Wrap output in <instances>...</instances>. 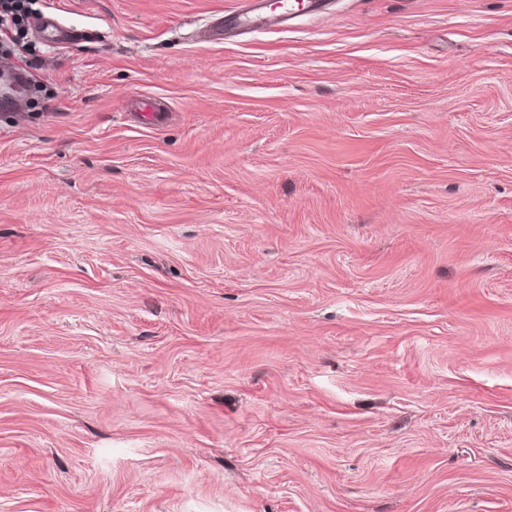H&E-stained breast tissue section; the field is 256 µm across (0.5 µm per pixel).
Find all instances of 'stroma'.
I'll list each match as a JSON object with an SVG mask.
<instances>
[{
	"mask_svg": "<svg viewBox=\"0 0 512 512\" xmlns=\"http://www.w3.org/2000/svg\"><path fill=\"white\" fill-rule=\"evenodd\" d=\"M237 2L0 37V512H512V0ZM326 3L323 0H293L280 11H268L263 0H244L239 12H231L218 19L208 29L201 32L204 39L214 41L224 39L229 32L262 29L266 32L285 30L291 21L300 16L320 13ZM40 36L50 47L66 42L69 38L92 39V31H68L58 21L53 13L43 15L40 22Z\"/></svg>",
	"mask_w": 512,
	"mask_h": 512,
	"instance_id": "obj_1",
	"label": "stroma"
}]
</instances>
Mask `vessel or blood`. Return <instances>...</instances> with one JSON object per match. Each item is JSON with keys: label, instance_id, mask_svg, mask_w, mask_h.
I'll list each match as a JSON object with an SVG mask.
<instances>
[{"label": "vessel or blood", "instance_id": "obj_1", "mask_svg": "<svg viewBox=\"0 0 512 512\" xmlns=\"http://www.w3.org/2000/svg\"><path fill=\"white\" fill-rule=\"evenodd\" d=\"M325 7L323 0H290L279 12L267 10L263 0H244L241 11L232 12L218 19L208 29L203 30L204 39L214 41L223 39L230 32L261 29L277 32L287 29L290 22L300 16H312ZM40 35L51 47L66 42L72 33L64 28L55 14L43 15L40 22Z\"/></svg>", "mask_w": 512, "mask_h": 512}]
</instances>
